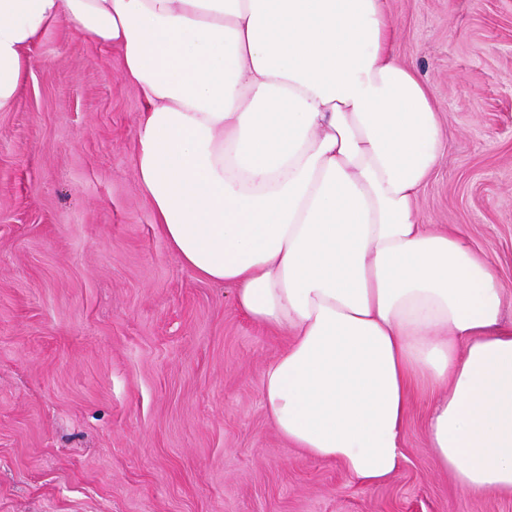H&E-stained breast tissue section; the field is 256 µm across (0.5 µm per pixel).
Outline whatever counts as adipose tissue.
I'll return each instance as SVG.
<instances>
[{"label": "adipose tissue", "mask_w": 512, "mask_h": 512, "mask_svg": "<svg viewBox=\"0 0 512 512\" xmlns=\"http://www.w3.org/2000/svg\"><path fill=\"white\" fill-rule=\"evenodd\" d=\"M60 26L122 53L169 248L290 334L263 372L278 432L378 485L426 386L437 468L512 493L504 290L465 235L419 213L445 140L386 0H0V112Z\"/></svg>", "instance_id": "adipose-tissue-1"}]
</instances>
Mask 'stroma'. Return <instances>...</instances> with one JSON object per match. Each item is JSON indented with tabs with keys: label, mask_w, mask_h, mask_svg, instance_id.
Instances as JSON below:
<instances>
[{
	"label": "stroma",
	"mask_w": 512,
	"mask_h": 512,
	"mask_svg": "<svg viewBox=\"0 0 512 512\" xmlns=\"http://www.w3.org/2000/svg\"><path fill=\"white\" fill-rule=\"evenodd\" d=\"M446 145L419 196L469 236L512 322V0H387ZM0 112V512H512L426 446L365 486L290 447L263 405L287 344L167 245L136 173L143 101L117 48L59 27Z\"/></svg>",
	"instance_id": "obj_1"
}]
</instances>
